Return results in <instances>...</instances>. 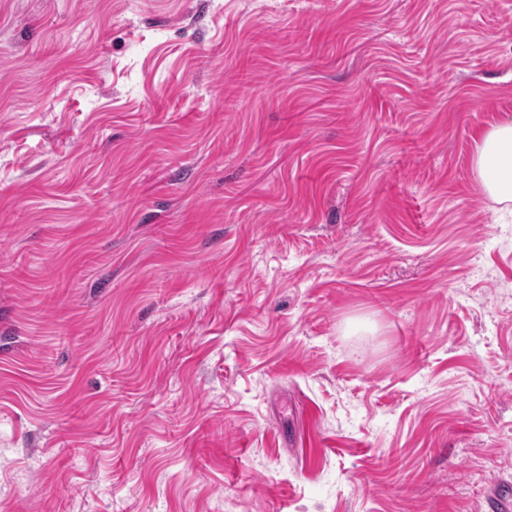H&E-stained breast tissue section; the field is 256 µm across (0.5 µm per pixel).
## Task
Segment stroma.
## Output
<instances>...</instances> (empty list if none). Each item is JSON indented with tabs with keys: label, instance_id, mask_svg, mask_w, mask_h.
<instances>
[{
	"label": "stroma",
	"instance_id": "stroma-1",
	"mask_svg": "<svg viewBox=\"0 0 512 512\" xmlns=\"http://www.w3.org/2000/svg\"><path fill=\"white\" fill-rule=\"evenodd\" d=\"M512 0H0V512L512 495ZM473 169L484 192L496 203L512 202V119L501 121L475 139Z\"/></svg>",
	"mask_w": 512,
	"mask_h": 512
}]
</instances>
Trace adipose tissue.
<instances>
[{
    "mask_svg": "<svg viewBox=\"0 0 512 512\" xmlns=\"http://www.w3.org/2000/svg\"><path fill=\"white\" fill-rule=\"evenodd\" d=\"M472 165L484 192L494 202H512V119L478 135Z\"/></svg>",
    "mask_w": 512,
    "mask_h": 512,
    "instance_id": "1",
    "label": "adipose tissue"
}]
</instances>
